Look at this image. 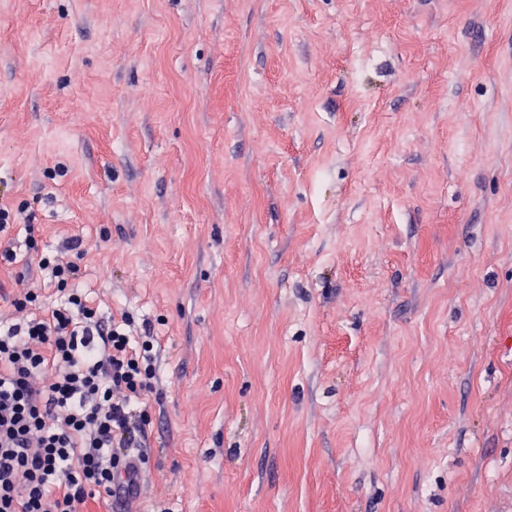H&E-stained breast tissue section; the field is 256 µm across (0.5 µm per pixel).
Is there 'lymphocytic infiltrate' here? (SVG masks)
<instances>
[{
  "mask_svg": "<svg viewBox=\"0 0 512 512\" xmlns=\"http://www.w3.org/2000/svg\"><path fill=\"white\" fill-rule=\"evenodd\" d=\"M25 232V266L0 247L14 273L0 306V512H82L111 494L128 449L149 460L145 399L159 390L160 354L131 316L105 314L80 287V237L39 253L35 225Z\"/></svg>",
  "mask_w": 512,
  "mask_h": 512,
  "instance_id": "lymphocytic-infiltrate-1",
  "label": "lymphocytic infiltrate"
}]
</instances>
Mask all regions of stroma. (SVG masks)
<instances>
[{"label": "stroma", "instance_id": "obj_1", "mask_svg": "<svg viewBox=\"0 0 512 512\" xmlns=\"http://www.w3.org/2000/svg\"><path fill=\"white\" fill-rule=\"evenodd\" d=\"M160 343L148 512H512V0H0V207Z\"/></svg>", "mask_w": 512, "mask_h": 512}]
</instances>
